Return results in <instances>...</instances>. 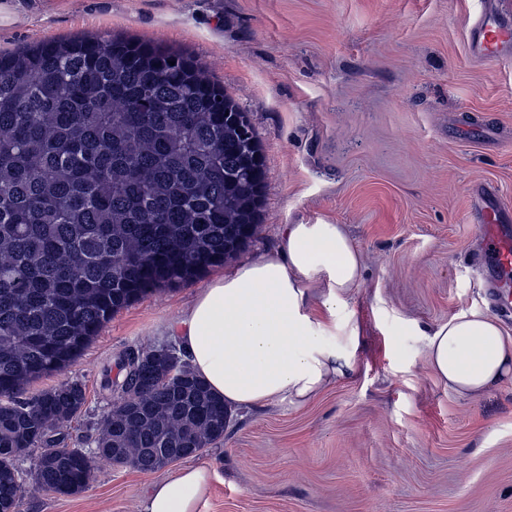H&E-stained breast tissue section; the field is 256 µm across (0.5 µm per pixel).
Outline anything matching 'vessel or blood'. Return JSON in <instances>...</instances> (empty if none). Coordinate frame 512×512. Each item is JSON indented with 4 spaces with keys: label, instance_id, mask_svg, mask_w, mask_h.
I'll use <instances>...</instances> for the list:
<instances>
[{
    "label": "vessel or blood",
    "instance_id": "b4317fda",
    "mask_svg": "<svg viewBox=\"0 0 512 512\" xmlns=\"http://www.w3.org/2000/svg\"><path fill=\"white\" fill-rule=\"evenodd\" d=\"M468 48L482 59L512 57V25L505 23L492 6H483L468 32ZM475 221L480 226L483 250L499 271L495 287L501 288L503 298H512V230L508 229L505 210L485 204L479 206Z\"/></svg>",
    "mask_w": 512,
    "mask_h": 512
}]
</instances>
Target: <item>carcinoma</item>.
<instances>
[{"instance_id": "carcinoma-1", "label": "carcinoma", "mask_w": 512, "mask_h": 512, "mask_svg": "<svg viewBox=\"0 0 512 512\" xmlns=\"http://www.w3.org/2000/svg\"><path fill=\"white\" fill-rule=\"evenodd\" d=\"M265 188L247 112L190 54L108 34L0 53V512H19L33 448L35 483L73 495L98 459L153 472L224 439V401L159 349L104 379L122 401L92 451L64 445L81 384L15 394L145 294L243 251Z\"/></svg>"}]
</instances>
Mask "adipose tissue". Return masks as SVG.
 Instances as JSON below:
<instances>
[{
  "mask_svg": "<svg viewBox=\"0 0 512 512\" xmlns=\"http://www.w3.org/2000/svg\"><path fill=\"white\" fill-rule=\"evenodd\" d=\"M360 278V251L342 225L283 224L272 249L215 277L164 331L228 408L297 407L355 370L353 354L326 343L321 316L335 314ZM427 349L434 372L461 395L512 375V343L478 310L435 327ZM211 478L209 464L187 463L151 483L138 510L200 512Z\"/></svg>",
  "mask_w": 512,
  "mask_h": 512,
  "instance_id": "ef3b65f1",
  "label": "adipose tissue"
}]
</instances>
